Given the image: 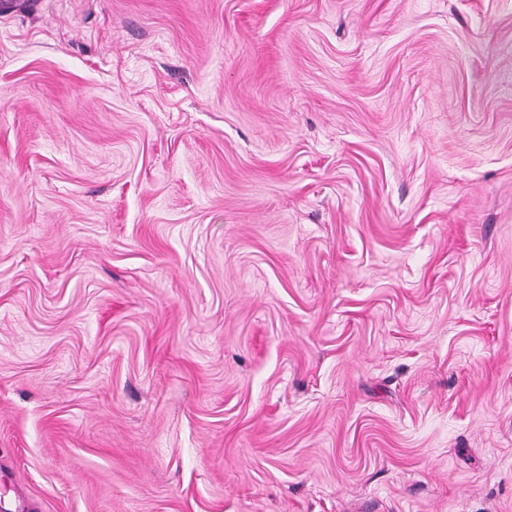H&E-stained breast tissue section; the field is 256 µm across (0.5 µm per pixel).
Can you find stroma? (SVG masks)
Here are the masks:
<instances>
[{"label": "stroma", "mask_w": 512, "mask_h": 512, "mask_svg": "<svg viewBox=\"0 0 512 512\" xmlns=\"http://www.w3.org/2000/svg\"><path fill=\"white\" fill-rule=\"evenodd\" d=\"M0 512H512V0H5Z\"/></svg>", "instance_id": "1"}]
</instances>
